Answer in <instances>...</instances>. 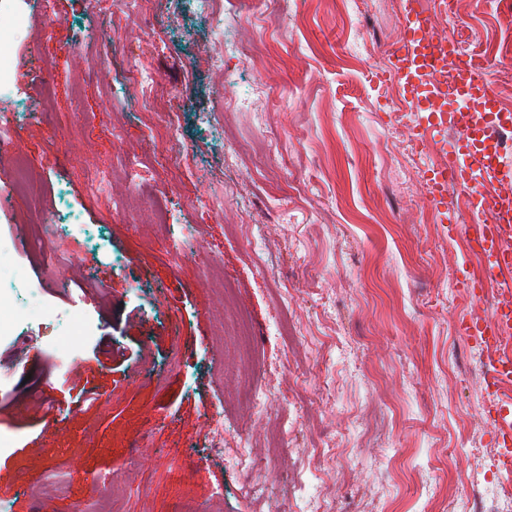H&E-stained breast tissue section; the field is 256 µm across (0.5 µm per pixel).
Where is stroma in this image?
<instances>
[{
  "label": "stroma",
  "instance_id": "1",
  "mask_svg": "<svg viewBox=\"0 0 512 512\" xmlns=\"http://www.w3.org/2000/svg\"><path fill=\"white\" fill-rule=\"evenodd\" d=\"M181 2L28 0L8 49L0 113L32 189L0 186V239L73 319L0 339V502L472 504L504 448L485 352L455 325L496 294L461 288L460 199L428 206L439 146L379 79L402 0H237L239 22ZM450 28L486 48L512 110L494 0H460ZM60 336L83 377L58 368Z\"/></svg>",
  "mask_w": 512,
  "mask_h": 512
}]
</instances>
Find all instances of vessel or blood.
<instances>
[{
  "label": "vessel or blood",
  "instance_id": "1",
  "mask_svg": "<svg viewBox=\"0 0 512 512\" xmlns=\"http://www.w3.org/2000/svg\"><path fill=\"white\" fill-rule=\"evenodd\" d=\"M453 45L452 35L440 33L434 15L418 11L416 0H405L404 24L389 52L388 75L419 120L412 130L416 143H424L435 132L455 135L445 158L432 170L427 197L433 208L445 203L449 189L460 192L470 221L461 235L481 262V278L467 282L469 295L482 296L492 285L497 302L480 320H459L461 336L496 340L502 329L512 326V166L500 158L494 146L498 133L512 129V111L499 105L484 63L474 57L458 62L456 91L446 99L438 90L430 42Z\"/></svg>",
  "mask_w": 512,
  "mask_h": 512
}]
</instances>
